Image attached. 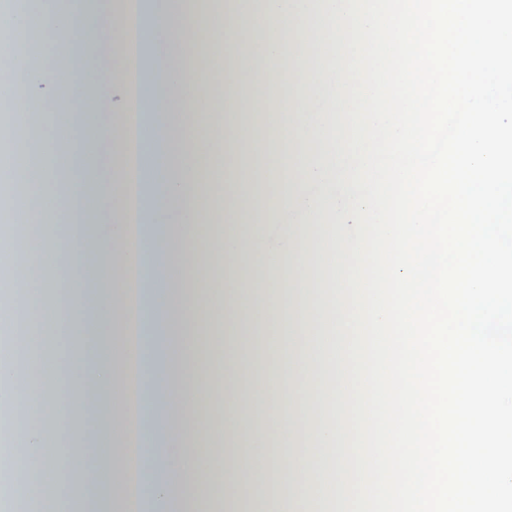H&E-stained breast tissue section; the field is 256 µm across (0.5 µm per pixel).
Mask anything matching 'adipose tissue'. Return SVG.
Segmentation results:
<instances>
[{
  "mask_svg": "<svg viewBox=\"0 0 512 512\" xmlns=\"http://www.w3.org/2000/svg\"><path fill=\"white\" fill-rule=\"evenodd\" d=\"M340 6L225 0L229 25L187 21L186 0H0V193L15 202L0 254L16 269L0 278V512H78L79 481L95 512H201L205 494L239 512L243 481L267 474L287 476L288 512L342 503ZM244 22L283 35L240 53ZM200 39L220 93L175 67ZM19 96L40 110L14 111ZM214 107L215 132L196 119ZM257 110L290 148L248 167L235 148ZM218 149L224 182L206 211L200 168ZM271 199L299 217L287 232H272ZM216 220L219 238L205 231ZM261 265L287 299L270 303ZM273 310L288 321L270 345L288 361L261 385L258 338L238 323ZM215 316L237 352L203 366ZM60 361L67 373L42 376Z\"/></svg>",
  "mask_w": 512,
  "mask_h": 512,
  "instance_id": "obj_1",
  "label": "adipose tissue"
}]
</instances>
